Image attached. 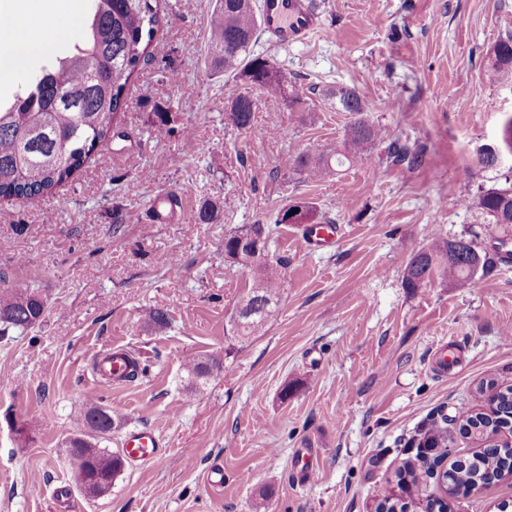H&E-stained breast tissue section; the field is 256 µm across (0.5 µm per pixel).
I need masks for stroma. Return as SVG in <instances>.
I'll return each instance as SVG.
<instances>
[{
    "label": "stroma",
    "mask_w": 512,
    "mask_h": 512,
    "mask_svg": "<svg viewBox=\"0 0 512 512\" xmlns=\"http://www.w3.org/2000/svg\"><path fill=\"white\" fill-rule=\"evenodd\" d=\"M321 30L255 53L303 92L288 111L255 89V120L240 130L230 98L246 90L207 59L216 0H163V23L127 94L125 139L96 149L49 197L0 198V289L35 288L42 322L0 336V512H374L377 492L416 461L431 425L448 429V461L477 444L459 431L460 406L482 408L477 385L512 383V262L470 288L402 286L432 237L500 236L479 207L499 171L475 168L496 140L512 89L486 76L489 49L512 35V0H313ZM356 88L368 117L419 150L417 165L369 160L312 181L291 172L300 151L338 145L350 120L327 97ZM169 128L156 137L153 126ZM179 204L150 219L161 194ZM218 217L198 221L204 201ZM308 201L335 242L306 249L286 205ZM123 224H115V214ZM273 227L269 252L286 259L264 335L238 336L230 317L251 269L224 258V235ZM169 324L155 330L149 311ZM455 350L440 376L438 352ZM134 351L145 376L102 392L118 425L110 446L149 428L151 460H126L110 494L84 495L64 461L74 412L103 352ZM217 356L221 373L192 396L187 357ZM311 451L314 481L293 465ZM221 485H212V472ZM512 512V476L449 512Z\"/></svg>",
    "instance_id": "35a3bbf8"
}]
</instances>
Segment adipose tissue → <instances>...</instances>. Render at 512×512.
<instances>
[{
  "label": "adipose tissue",
  "mask_w": 512,
  "mask_h": 512,
  "mask_svg": "<svg viewBox=\"0 0 512 512\" xmlns=\"http://www.w3.org/2000/svg\"><path fill=\"white\" fill-rule=\"evenodd\" d=\"M66 25H59V13ZM80 26L79 0H39L26 16L0 4V74L24 70L34 60L53 53Z\"/></svg>",
  "instance_id": "1"
}]
</instances>
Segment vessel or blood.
Here are the masks:
<instances>
[{
    "mask_svg": "<svg viewBox=\"0 0 512 512\" xmlns=\"http://www.w3.org/2000/svg\"><path fill=\"white\" fill-rule=\"evenodd\" d=\"M261 20L264 34L284 43L302 41L320 29L319 17L310 0H262ZM158 446L154 431L130 432L123 441L128 457L143 459Z\"/></svg>",
    "mask_w": 512,
    "mask_h": 512,
    "instance_id": "obj_1",
    "label": "vessel or blood"
}]
</instances>
